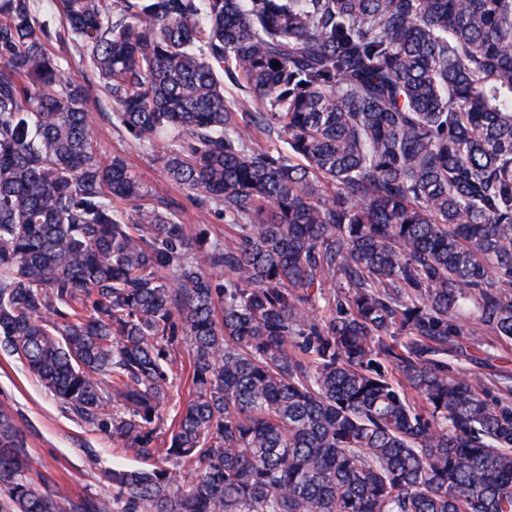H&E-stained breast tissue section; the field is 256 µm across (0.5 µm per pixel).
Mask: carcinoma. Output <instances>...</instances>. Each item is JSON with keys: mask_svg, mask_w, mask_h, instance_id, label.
Wrapping results in <instances>:
<instances>
[{"mask_svg": "<svg viewBox=\"0 0 512 512\" xmlns=\"http://www.w3.org/2000/svg\"><path fill=\"white\" fill-rule=\"evenodd\" d=\"M68 35L234 237L101 151ZM480 336L512 342V0H0V354L165 462L70 512H512ZM30 470L0 405V512H65Z\"/></svg>", "mask_w": 512, "mask_h": 512, "instance_id": "1", "label": "carcinoma"}]
</instances>
